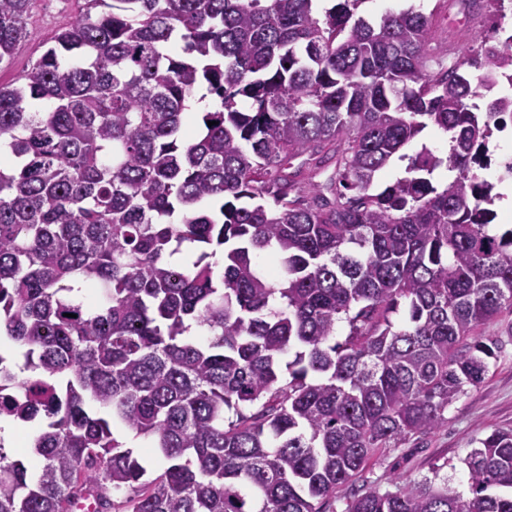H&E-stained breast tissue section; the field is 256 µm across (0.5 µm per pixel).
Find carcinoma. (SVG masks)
Segmentation results:
<instances>
[{
    "label": "carcinoma",
    "instance_id": "1",
    "mask_svg": "<svg viewBox=\"0 0 512 512\" xmlns=\"http://www.w3.org/2000/svg\"><path fill=\"white\" fill-rule=\"evenodd\" d=\"M315 2L79 0L0 86V423L43 419L0 443V512H327L484 381L512 225L472 166L512 95L469 101L512 86V33L447 66L422 12ZM32 5L0 0V64ZM429 126L449 154L404 153ZM465 464L469 497L435 468L344 512H512V431Z\"/></svg>",
    "mask_w": 512,
    "mask_h": 512
}]
</instances>
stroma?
<instances>
[{"instance_id": "35a3bbf8", "label": "stroma", "mask_w": 512, "mask_h": 512, "mask_svg": "<svg viewBox=\"0 0 512 512\" xmlns=\"http://www.w3.org/2000/svg\"><path fill=\"white\" fill-rule=\"evenodd\" d=\"M420 11L433 20L435 36L447 37L456 53L477 46L493 25L512 27V13L499 17L487 13L483 26L467 24L456 0H421ZM78 11L76 0H35L29 20L31 36L14 58L0 65V84L12 82L43 50L53 33L71 22ZM496 341L497 357L491 360L485 380L468 388L449 406L445 423L432 433L412 436L378 454L363 471L359 484L390 490L395 478L419 481L441 466L449 484L468 494V471L464 463L472 448L493 430H512V312L502 311L480 329Z\"/></svg>"}]
</instances>
